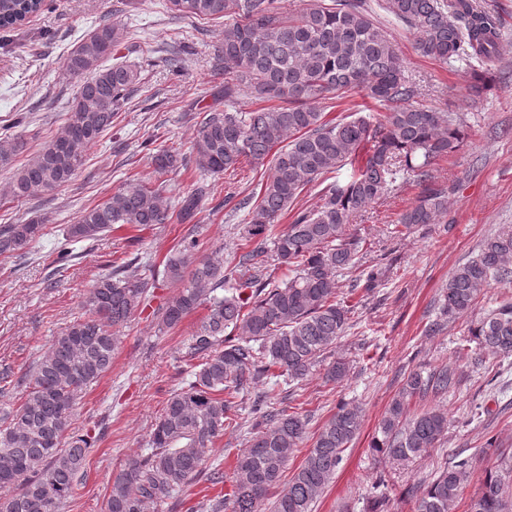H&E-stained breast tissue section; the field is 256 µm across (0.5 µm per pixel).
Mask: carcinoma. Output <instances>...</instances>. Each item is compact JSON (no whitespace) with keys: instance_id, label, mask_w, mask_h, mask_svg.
<instances>
[{"instance_id":"obj_1","label":"carcinoma","mask_w":512,"mask_h":512,"mask_svg":"<svg viewBox=\"0 0 512 512\" xmlns=\"http://www.w3.org/2000/svg\"><path fill=\"white\" fill-rule=\"evenodd\" d=\"M44 0H0V29L11 30L38 13ZM180 16L224 20L221 47L224 110L203 111L190 157L203 173L235 172L243 163L268 171L258 193L236 203L244 212V243L238 261L196 257L187 238L164 267L177 288L159 313L160 329H173L200 306L209 313L191 336L186 355L195 361L191 379L173 390L151 433L150 452L126 461L112 478L106 512H147L174 504L201 477L218 484L223 474L207 469L206 450L224 436L243 397L261 381L289 385L307 378L344 335L353 307L338 297L337 277L357 263L362 238L348 233L352 218L408 180L422 191L403 211L396 233L435 224L448 209L454 186L434 174L436 160L462 145L464 121L418 102L419 86L367 0H306L285 15L280 0H170ZM388 16L415 34V49L442 63L470 66V91L488 84L486 65L499 56L500 22L477 0H379ZM127 31L119 17L102 20L74 46L67 71L80 78L59 132L9 184L12 199L69 183L88 149L112 128L140 84V71L123 63L103 65ZM247 89L262 106L241 112L232 101ZM360 91L387 108L374 116L327 120L318 104ZM372 150L345 182L323 189L313 210H300L279 233L274 224L323 175L353 164L364 143ZM24 148L19 138H0V166ZM156 166L167 170L185 157L175 148L144 143ZM201 188L174 203L162 190L130 181L107 201L84 209L68 229L74 240H94L114 224L145 227L182 223L200 214ZM42 221L0 226V254L23 250L41 237ZM288 267L278 280L274 270ZM512 283V229L484 239L475 256L459 265L445 285L437 320L426 329L471 312L491 284ZM152 283L129 261L102 274L90 289L84 312L55 337L38 360L23 404L0 413V512H59L71 498L92 448L91 436L72 427L83 390L112 369L116 329L143 304ZM222 294H217V290ZM476 355L512 356V302L503 301L470 328ZM344 359L328 363L325 377L347 375ZM461 374L443 365L410 372L381 419L371 448L396 461L421 457L448 430L437 407L417 413L410 401H435L457 389ZM248 448L236 458L230 512H312L343 461L361 425L360 407L341 402L319 429L312 448L288 486L264 506L280 482L291 452L307 438L308 415L288 407V395L254 393ZM473 459L456 455L429 482L411 490L414 512H453L468 482ZM512 458L485 471L468 512H512Z\"/></svg>"}]
</instances>
